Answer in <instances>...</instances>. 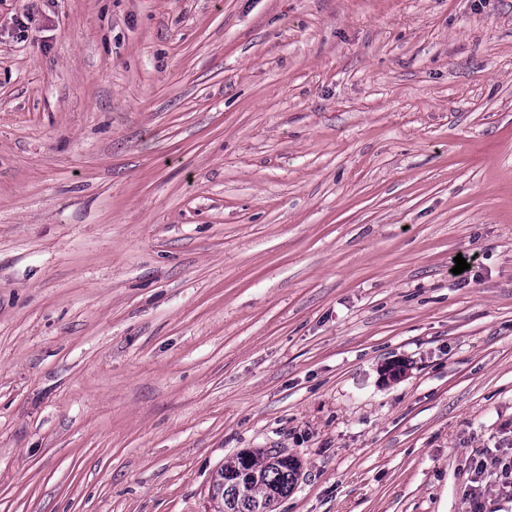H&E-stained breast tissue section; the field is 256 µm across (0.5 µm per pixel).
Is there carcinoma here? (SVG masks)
Returning <instances> with one entry per match:
<instances>
[{"instance_id":"cac0c4a2","label":"carcinoma","mask_w":512,"mask_h":512,"mask_svg":"<svg viewBox=\"0 0 512 512\" xmlns=\"http://www.w3.org/2000/svg\"><path fill=\"white\" fill-rule=\"evenodd\" d=\"M296 458L272 448L243 451L224 462L212 482L218 512H275L277 502L294 489Z\"/></svg>"}]
</instances>
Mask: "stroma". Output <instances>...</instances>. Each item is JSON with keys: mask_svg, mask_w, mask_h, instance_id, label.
Segmentation results:
<instances>
[{"mask_svg": "<svg viewBox=\"0 0 512 512\" xmlns=\"http://www.w3.org/2000/svg\"><path fill=\"white\" fill-rule=\"evenodd\" d=\"M248 448L276 512L512 455V0H0V512H215ZM299 462L272 448L237 453L217 470L212 498L218 512H274L277 502L294 489Z\"/></svg>", "mask_w": 512, "mask_h": 512, "instance_id": "obj_1", "label": "stroma"}]
</instances>
